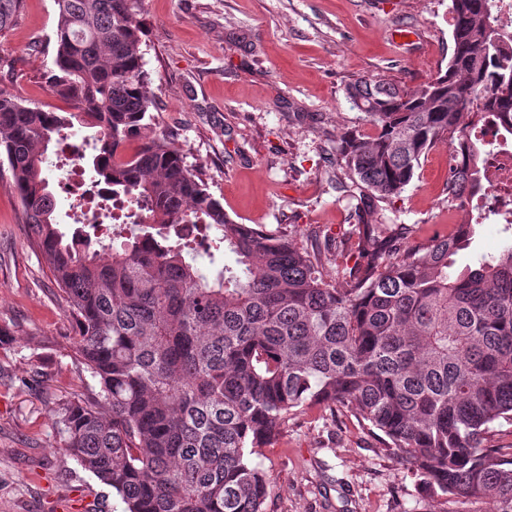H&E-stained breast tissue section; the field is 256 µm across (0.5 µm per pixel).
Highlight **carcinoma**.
I'll use <instances>...</instances> for the list:
<instances>
[{
    "label": "carcinoma",
    "instance_id": "carcinoma-1",
    "mask_svg": "<svg viewBox=\"0 0 512 512\" xmlns=\"http://www.w3.org/2000/svg\"><path fill=\"white\" fill-rule=\"evenodd\" d=\"M55 2L47 83L74 111L0 93V154L69 304L71 352L99 386L58 404L65 454L123 512H267L264 448L303 411L339 407L382 434L422 494L462 505L440 512H512V446L488 443L512 425V245L453 276L475 225L423 242L408 224L363 223L439 143L448 208L492 192L470 129L494 111L512 133V27L499 23L498 0H451L453 51L427 83L362 77L347 88L372 132L348 127L336 143L334 178L360 206L355 243L334 248L236 223L170 136L149 134L136 0ZM22 7L0 0V32ZM77 126L95 130L80 160L100 209L130 226L109 253L57 227L47 152ZM209 231V260L233 257L211 275L196 264ZM332 264L342 288L325 278Z\"/></svg>",
    "mask_w": 512,
    "mask_h": 512
}]
</instances>
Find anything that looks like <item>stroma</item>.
<instances>
[{
    "mask_svg": "<svg viewBox=\"0 0 512 512\" xmlns=\"http://www.w3.org/2000/svg\"><path fill=\"white\" fill-rule=\"evenodd\" d=\"M450 0H137L141 52L156 101L154 131L172 136L236 222L339 240L356 202L324 176L336 140L360 114L346 95L361 77L415 88L452 53ZM55 0H24L0 33V91L69 110L45 75L53 66ZM448 147L437 144L402 195L371 221L415 225L419 238L466 214L442 189ZM61 231L71 186L91 177L52 170ZM512 244L497 216L478 226L456 269ZM0 512H55L80 495L81 512H121L111 489L59 449V400L87 396L89 375L65 347L76 334L46 260L31 248L21 203L0 176ZM272 487L268 512H430L406 466L348 412L312 408L289 421L260 460Z\"/></svg>",
    "mask_w": 512,
    "mask_h": 512,
    "instance_id": "35a3bbf8",
    "label": "stroma"
}]
</instances>
